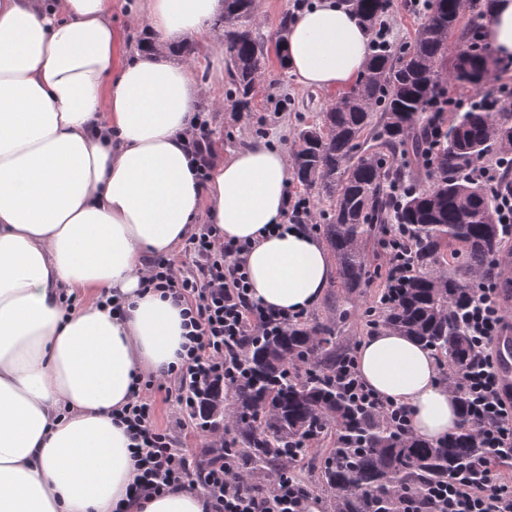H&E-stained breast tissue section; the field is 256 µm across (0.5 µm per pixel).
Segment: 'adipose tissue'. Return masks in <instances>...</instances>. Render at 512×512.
<instances>
[{
    "mask_svg": "<svg viewBox=\"0 0 512 512\" xmlns=\"http://www.w3.org/2000/svg\"><path fill=\"white\" fill-rule=\"evenodd\" d=\"M117 0H0V512H114L133 477L115 415L138 377L180 364V309L141 293L152 255L185 241L199 216L247 242L252 299L275 312L316 306L334 277L323 244L284 225L293 178L285 151L212 148L207 178L188 153L207 89L179 46L207 36L224 0H136L140 45L112 24ZM488 40L512 55V0H491ZM371 36L343 0H313L281 45L307 87L351 85ZM281 232H273V225ZM122 314L98 306L102 290ZM83 298L66 310L63 299ZM379 399L403 403L431 442L460 409L432 352L381 331L357 352ZM133 512H204L177 489Z\"/></svg>",
    "mask_w": 512,
    "mask_h": 512,
    "instance_id": "adipose-tissue-1",
    "label": "adipose tissue"
}]
</instances>
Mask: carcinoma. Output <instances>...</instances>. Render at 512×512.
I'll use <instances>...</instances> for the list:
<instances>
[{"label": "carcinoma", "instance_id": "obj_1", "mask_svg": "<svg viewBox=\"0 0 512 512\" xmlns=\"http://www.w3.org/2000/svg\"><path fill=\"white\" fill-rule=\"evenodd\" d=\"M348 2L371 31L389 4ZM421 9L425 21L413 43L396 55L385 48L373 54L359 83L331 103L322 123L298 133L292 162L297 182L328 203L315 230L346 293L367 276L365 243L388 247L389 219L405 227L404 257L388 280L395 299L364 314L383 330L416 338L446 363L443 383L460 407V425L431 443L413 434L395 404L367 400L347 373L351 351L337 348L330 321L297 320L246 337L234 354L238 379L198 392L191 411L198 428L224 431V446L211 452L234 459L240 482L268 488L292 471L314 472L318 481L303 489L325 494L330 512H434L427 489L473 475L472 461L484 449L456 373L474 352L463 314L480 288L499 280L495 257L508 239L497 205L512 193V110L495 109L489 98L486 107L457 113L435 148L432 184L417 182L408 196L394 192L402 178L393 168L396 152L414 165L427 147L435 117L424 103L446 76L438 64L450 51L461 3L425 0ZM223 24L229 95L247 109L265 59L252 0H224ZM455 56L462 81L495 65L475 27L460 33ZM493 149L507 178L488 186L459 176Z\"/></svg>", "mask_w": 512, "mask_h": 512}]
</instances>
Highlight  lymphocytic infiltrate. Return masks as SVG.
I'll list each match as a JSON object with an SVG mask.
<instances>
[{
    "mask_svg": "<svg viewBox=\"0 0 512 512\" xmlns=\"http://www.w3.org/2000/svg\"><path fill=\"white\" fill-rule=\"evenodd\" d=\"M249 248L246 242H221L215 225L208 224L185 244L191 270L163 255L150 262L143 287L181 305L186 356L167 371L141 376L118 413L131 440L134 478L129 504L189 488L203 496L205 512H309L311 496L303 491L300 478L277 481L270 492L243 487L233 478L234 460L197 458L171 431L155 424L154 393H164L181 413H189L197 391L236 380L227 362L228 346L256 327L288 323V314L273 313L251 300L244 263ZM505 322L496 286H486L466 318L468 334L480 352L459 375L472 397L471 420L482 432L485 453L474 463V476L435 489L439 512H512V481L498 469L500 463L512 461V401L499 395L491 350Z\"/></svg>",
    "mask_w": 512,
    "mask_h": 512,
    "instance_id": "f902f5d3",
    "label": "lymphocytic infiltrate"
}]
</instances>
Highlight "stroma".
I'll list each match as a JSON object with an SVG mask.
<instances>
[{"label": "stroma", "instance_id": "obj_1", "mask_svg": "<svg viewBox=\"0 0 512 512\" xmlns=\"http://www.w3.org/2000/svg\"><path fill=\"white\" fill-rule=\"evenodd\" d=\"M298 0H254V11L266 40L267 54L257 81L249 110L238 111L230 100L227 71L212 60L208 37H200L188 49L198 77L207 85L208 95L202 104L211 142H219L225 151H233L251 142H262L292 150L303 125L319 121L322 112L340 96V89L305 87L297 84L280 65L277 48L278 23L284 15H296ZM421 10L410 0H391L383 21L386 39L392 52L412 43L423 22ZM445 87L450 96L466 99L472 95L489 96L506 102L512 100V69L494 67L479 82L449 80ZM368 264L372 270L362 288L346 294L338 281H331L321 302L306 311V318L333 317L336 341L343 346H359L371 330L363 314L365 307L376 304L386 287L388 258L382 247L367 246Z\"/></svg>", "mask_w": 512, "mask_h": 512}]
</instances>
